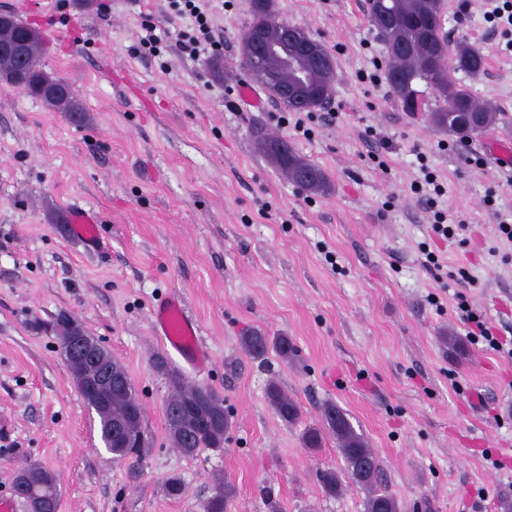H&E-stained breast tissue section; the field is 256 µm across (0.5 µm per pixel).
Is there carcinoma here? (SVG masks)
Listing matches in <instances>:
<instances>
[{"instance_id":"cac0c4a2","label":"carcinoma","mask_w":512,"mask_h":512,"mask_svg":"<svg viewBox=\"0 0 512 512\" xmlns=\"http://www.w3.org/2000/svg\"><path fill=\"white\" fill-rule=\"evenodd\" d=\"M384 5L395 15L393 23L379 29L385 37L387 72L405 78L403 84L392 89L395 98L400 102L406 100L417 92L416 84L423 83L434 99V106L427 113L429 125L459 139H471L494 125L498 112L481 104L455 77L457 73L471 78L480 76L485 72L486 58L466 39L448 40L443 33L444 0H385ZM18 41L27 49L24 64L17 69L11 60L1 56L0 82L39 99L55 112L83 115L86 109L70 85L44 69L42 33L16 17L13 23L0 26V49ZM259 148L297 185L313 194L328 192L330 182L325 171L286 142L263 138ZM303 171L314 174V180L300 181ZM240 345L254 359L264 357L271 349L284 361L296 356L290 337L269 336L261 330L241 337ZM156 368L171 376L175 383L174 393L166 404V408L178 411L177 423H167L174 447L188 457L202 449L224 447V435L231 426L230 416L224 410V397L211 387L188 384L163 358L157 359ZM266 397L284 423L295 424L300 420L298 404L280 384L270 383ZM143 414V406L131 386L112 391L108 414L97 413L101 440L115 459L141 458L143 448L136 446V438L143 431ZM328 435L336 439L346 477L334 470L324 471L321 485L325 494L340 496L347 479L365 493V512H403L399 501L381 486V467L374 451L354 429L346 413L333 402L322 406L321 421L305 427L301 439L305 447L317 449ZM21 472L29 497L40 500L44 512H58L59 485L53 480V470L33 463ZM234 494V485L224 481V486L205 502L204 512H228Z\"/></svg>"}]
</instances>
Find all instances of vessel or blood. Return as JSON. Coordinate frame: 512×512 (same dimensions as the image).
Wrapping results in <instances>:
<instances>
[{"instance_id": "b4317fda", "label": "vessel or blood", "mask_w": 512, "mask_h": 512, "mask_svg": "<svg viewBox=\"0 0 512 512\" xmlns=\"http://www.w3.org/2000/svg\"><path fill=\"white\" fill-rule=\"evenodd\" d=\"M66 222L72 236L81 239L89 248L100 243L98 224L100 218L95 211L72 209ZM153 328L169 346L191 367L203 369L209 362V354L199 339V325L189 314L178 296H166L152 311Z\"/></svg>"}]
</instances>
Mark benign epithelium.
<instances>
[{"instance_id": "obj_1", "label": "benign epithelium", "mask_w": 512, "mask_h": 512, "mask_svg": "<svg viewBox=\"0 0 512 512\" xmlns=\"http://www.w3.org/2000/svg\"><path fill=\"white\" fill-rule=\"evenodd\" d=\"M262 9L265 17L253 19L245 29L242 60L260 78L267 77L273 69L283 72L286 80L276 84L277 94L306 101L311 98L309 86L324 71L335 67L336 60L301 39L297 28L284 20L278 22V36H270L266 23L274 11V0H266ZM49 331L64 340L67 374L83 401L102 411L108 409L112 386L121 381V375L113 368L112 354L67 312L54 317Z\"/></svg>"}]
</instances>
